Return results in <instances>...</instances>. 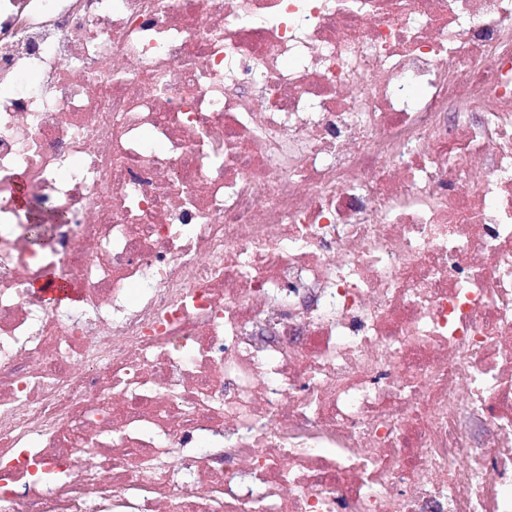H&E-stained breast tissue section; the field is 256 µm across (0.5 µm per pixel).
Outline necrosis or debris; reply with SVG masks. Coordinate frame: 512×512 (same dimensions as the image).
<instances>
[{
	"label": "necrosis or debris",
	"mask_w": 512,
	"mask_h": 512,
	"mask_svg": "<svg viewBox=\"0 0 512 512\" xmlns=\"http://www.w3.org/2000/svg\"><path fill=\"white\" fill-rule=\"evenodd\" d=\"M21 73L0 512H512V0H0Z\"/></svg>",
	"instance_id": "1"
}]
</instances>
